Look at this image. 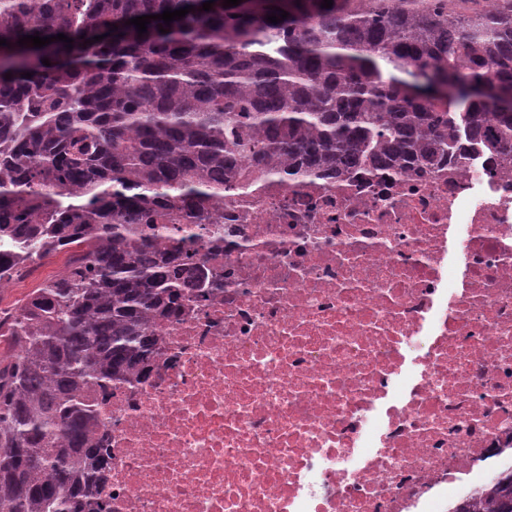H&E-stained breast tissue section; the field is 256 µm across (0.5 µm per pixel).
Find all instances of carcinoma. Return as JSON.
I'll return each mask as SVG.
<instances>
[{"label":"carcinoma","instance_id":"carcinoma-1","mask_svg":"<svg viewBox=\"0 0 512 512\" xmlns=\"http://www.w3.org/2000/svg\"><path fill=\"white\" fill-rule=\"evenodd\" d=\"M204 2L0 0V283L73 253L0 322V512L106 509L87 394L141 375L154 316L182 297L148 235L155 198L217 202L244 162L339 174L512 142V0ZM187 6L165 34L126 24ZM275 7L288 17L270 23ZM36 33L73 48L17 44ZM456 512H512V472Z\"/></svg>","mask_w":512,"mask_h":512}]
</instances>
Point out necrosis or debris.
<instances>
[{
  "label": "necrosis or debris",
  "instance_id": "obj_1",
  "mask_svg": "<svg viewBox=\"0 0 512 512\" xmlns=\"http://www.w3.org/2000/svg\"><path fill=\"white\" fill-rule=\"evenodd\" d=\"M166 213L184 295L90 392L111 512H450L512 468V151Z\"/></svg>",
  "mask_w": 512,
  "mask_h": 512
}]
</instances>
